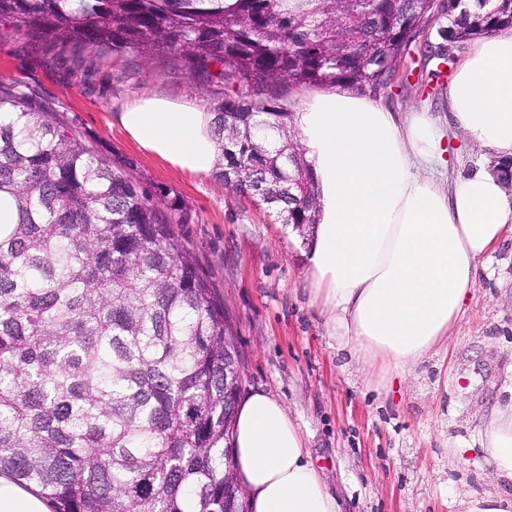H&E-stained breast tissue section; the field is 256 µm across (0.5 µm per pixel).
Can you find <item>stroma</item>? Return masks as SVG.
<instances>
[{
    "instance_id": "1",
    "label": "stroma",
    "mask_w": 512,
    "mask_h": 512,
    "mask_svg": "<svg viewBox=\"0 0 512 512\" xmlns=\"http://www.w3.org/2000/svg\"><path fill=\"white\" fill-rule=\"evenodd\" d=\"M404 69L408 83L365 88L362 96L394 112L430 113L447 126L455 67L415 52ZM0 82L25 86L144 189L178 194L182 208L168 218L224 298L242 357V393L262 389L285 405L342 512H458L449 489L498 491L479 430L512 400L511 239L479 272L439 355L410 373L389 374L382 394L311 305L305 241L217 175L182 173L144 152L115 119L143 92L196 94L211 111L223 87L198 83L165 57L147 61L130 52L102 62L87 50L81 61L59 60L8 22L0 23ZM446 146L449 175L495 163L460 134L449 133ZM457 441L468 447L459 458L449 454Z\"/></svg>"
}]
</instances>
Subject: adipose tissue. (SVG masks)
I'll use <instances>...</instances> for the list:
<instances>
[{"instance_id":"1","label":"adipose tissue","mask_w":512,"mask_h":512,"mask_svg":"<svg viewBox=\"0 0 512 512\" xmlns=\"http://www.w3.org/2000/svg\"><path fill=\"white\" fill-rule=\"evenodd\" d=\"M451 126L512 157V26L474 39L448 87ZM172 168L216 166L214 116L197 97L142 93L116 116ZM292 124L320 194L304 252L312 302L366 371L405 373L436 355L478 272L512 238V193L497 171L445 177V135L427 112H392L349 90L300 100ZM497 481L512 483V402L480 431ZM235 457L253 512H339L299 425L263 390L239 405ZM0 512H49L0 473Z\"/></svg>"}]
</instances>
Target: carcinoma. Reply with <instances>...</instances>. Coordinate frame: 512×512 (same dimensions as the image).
Returning a JSON list of instances; mask_svg holds the SVG:
<instances>
[{
	"instance_id": "carcinoma-1",
	"label": "carcinoma",
	"mask_w": 512,
	"mask_h": 512,
	"mask_svg": "<svg viewBox=\"0 0 512 512\" xmlns=\"http://www.w3.org/2000/svg\"><path fill=\"white\" fill-rule=\"evenodd\" d=\"M352 53L400 55L430 0H357ZM336 0H0V21L50 51L172 55L215 109L224 185L280 224H316L319 195L285 84H384L336 58ZM512 24L506 0H459L461 37ZM0 472L53 512H224V336L211 276L164 209L32 95L0 85Z\"/></svg>"
}]
</instances>
